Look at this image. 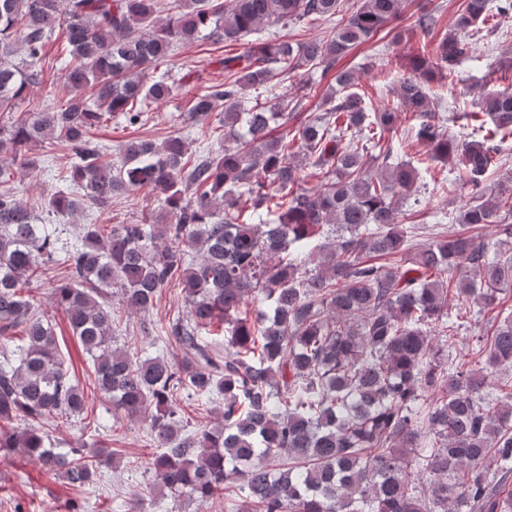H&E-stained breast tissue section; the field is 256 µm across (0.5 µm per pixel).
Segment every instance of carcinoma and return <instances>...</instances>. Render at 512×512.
Wrapping results in <instances>:
<instances>
[{
  "label": "carcinoma",
  "instance_id": "cac0c4a2",
  "mask_svg": "<svg viewBox=\"0 0 512 512\" xmlns=\"http://www.w3.org/2000/svg\"><path fill=\"white\" fill-rule=\"evenodd\" d=\"M402 0H360L327 39L291 44L261 35L271 24L330 19L341 0H0V112L41 83L43 50L62 31L59 55L70 91L56 108L22 112L0 127V338L23 345L0 357V450L20 451L78 489L115 462L100 441L56 451L49 419L81 416L84 392L69 372L34 290L43 264L64 268L51 288L89 356L101 397L129 420L145 419L157 447L153 491L200 503L239 492L236 512H512V310L471 336L470 360L448 349L474 310L512 297V185L487 183L512 137V92L486 96L468 113L474 139L457 142L430 111L431 84L474 51L490 13L512 0H463L454 25L433 39L437 17L421 12L399 96L420 122L411 129L431 159L452 160L473 203L463 226L399 220L421 172L401 158L399 112L375 109L336 74V103L275 137L293 115L257 102L273 65L328 72L400 15ZM233 42L224 83L194 94L189 117L222 115L235 145L205 155L170 135L132 140L116 157L90 131L107 116L135 125L171 92L157 72L180 43L202 32ZM62 141L48 209H106L133 190L156 192L140 224H85L72 242L17 197L13 170L31 169L29 146ZM308 173H303L305 166ZM316 180L308 189L306 179ZM494 224L484 243L468 232ZM323 234L332 242L318 244ZM427 234L423 248L414 238ZM170 289L188 306L167 334L190 359H145L117 344L112 297L148 312ZM182 394L203 418L187 432ZM218 404L216 420H207Z\"/></svg>",
  "mask_w": 512,
  "mask_h": 512
}]
</instances>
